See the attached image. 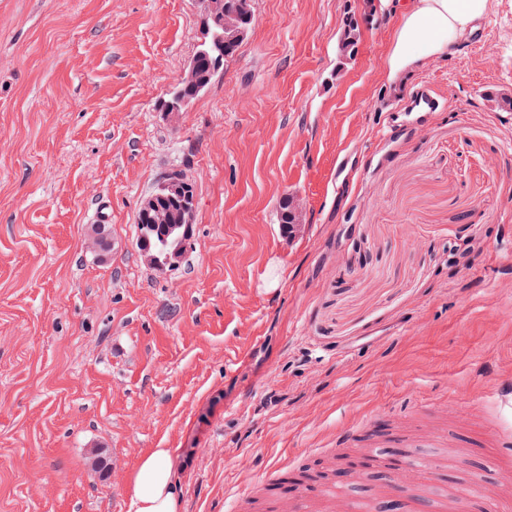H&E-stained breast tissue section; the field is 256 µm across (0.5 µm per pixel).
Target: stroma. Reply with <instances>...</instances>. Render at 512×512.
<instances>
[{"label":"stroma","mask_w":512,"mask_h":512,"mask_svg":"<svg viewBox=\"0 0 512 512\" xmlns=\"http://www.w3.org/2000/svg\"><path fill=\"white\" fill-rule=\"evenodd\" d=\"M370 2L253 0L172 112L202 0H0V512H126L153 448L181 512H266L377 414L412 457L451 436L433 495L502 481L468 449L497 408L457 437L447 404L512 383V0L402 91ZM423 84L452 108L387 130ZM172 170L195 209L159 268L138 214Z\"/></svg>","instance_id":"35a3bbf8"}]
</instances>
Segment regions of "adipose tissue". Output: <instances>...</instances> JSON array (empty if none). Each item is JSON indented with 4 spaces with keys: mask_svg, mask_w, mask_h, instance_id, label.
Listing matches in <instances>:
<instances>
[{
    "mask_svg": "<svg viewBox=\"0 0 512 512\" xmlns=\"http://www.w3.org/2000/svg\"><path fill=\"white\" fill-rule=\"evenodd\" d=\"M379 7L395 19L385 58L388 78L395 82L453 55L487 16L490 0H380ZM173 455V449L155 448L140 458L127 512H180L182 485Z\"/></svg>",
    "mask_w": 512,
    "mask_h": 512,
    "instance_id": "adipose-tissue-1",
    "label": "adipose tissue"
}]
</instances>
